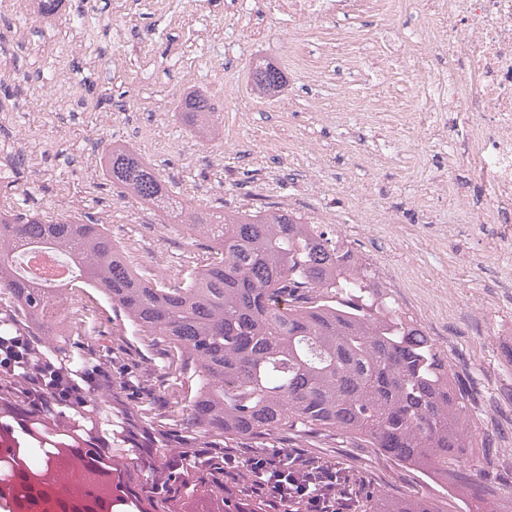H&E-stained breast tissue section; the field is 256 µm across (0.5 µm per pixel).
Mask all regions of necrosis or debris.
I'll list each match as a JSON object with an SVG mask.
<instances>
[{"instance_id": "4bbe7bcc", "label": "necrosis or debris", "mask_w": 512, "mask_h": 512, "mask_svg": "<svg viewBox=\"0 0 512 512\" xmlns=\"http://www.w3.org/2000/svg\"><path fill=\"white\" fill-rule=\"evenodd\" d=\"M240 12L249 22L288 15L293 26L286 65L313 85L327 78L331 64L310 63L303 44L307 24L365 15L383 32L399 16L427 13L419 33L397 40L398 55L419 73L405 124L428 133L447 151L449 166L466 167L479 185L481 210L465 199L459 204L471 217L463 228L480 234L492 224L500 240L512 239V223L504 219L512 211V0H241ZM459 114L476 132L463 145L448 132ZM463 228L449 225V238Z\"/></svg>"}]
</instances>
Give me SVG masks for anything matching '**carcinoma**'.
Segmentation results:
<instances>
[{"label":"carcinoma","instance_id":"cac0c4a2","mask_svg":"<svg viewBox=\"0 0 512 512\" xmlns=\"http://www.w3.org/2000/svg\"><path fill=\"white\" fill-rule=\"evenodd\" d=\"M254 90L275 95L284 73L268 63L252 72ZM183 120L203 135L213 118L205 99L179 102ZM106 181L152 204L169 224H183L212 243V260L180 285L143 280L106 227L80 218L0 208V292L24 318L53 336L54 286L25 270L22 255L51 249L71 268L67 294L92 288L119 320L120 331L166 343L194 364L190 395L173 402L196 448L218 452L200 470L224 493V439L267 447L281 433L332 429L376 448L401 465L456 482L476 476L480 461L460 423L474 407L465 379L424 328L398 314L372 277L354 268L352 251L307 230L281 209L243 213L186 210L157 172L134 152L114 146ZM136 427L163 446L169 433L145 418ZM27 469H49V456L27 448ZM295 484H336L349 512H439L426 498L364 493L354 473L324 458L289 466Z\"/></svg>","mask_w":512,"mask_h":512}]
</instances>
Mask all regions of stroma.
<instances>
[{
    "mask_svg": "<svg viewBox=\"0 0 512 512\" xmlns=\"http://www.w3.org/2000/svg\"><path fill=\"white\" fill-rule=\"evenodd\" d=\"M69 15L83 14L86 29L62 26L60 17L29 14L21 20L0 12V47L13 45L16 68L25 77L14 95L0 99V207L77 215L104 224L144 280L178 285L211 254L210 242L163 218L152 206L116 196L102 172L103 155L122 145L151 165L193 208L256 210L284 208L311 221L331 213L337 235L370 263L404 317L418 321L448 358L451 371L467 372L479 392L467 433L492 439L499 456L488 462V478L477 491L512 483V407L499 403L512 387V366L503 349L512 345V276L491 256L499 243L463 236L448 242L459 199L479 195L465 170L449 169L436 148L406 128L400 109L416 89L409 62L388 57L384 44L368 59L387 71L390 105L355 121L328 116L338 94L366 92L362 73L335 63L333 80L321 87L287 74L280 96L285 110L268 112L246 99L237 86L224 89L214 123L199 136L182 120L180 98L209 96L220 59L208 50L237 21L238 0H204L201 17L133 0H64ZM287 17L265 23V34L247 41L235 63L239 84H250L256 63L278 64L288 51ZM202 54L196 79L177 66L185 55ZM65 68L83 94L81 104L51 117L44 103L29 97L36 76ZM104 94L111 106L96 108ZM157 128L166 141L147 149L145 132ZM81 325L43 337L48 354L111 357L112 378L123 382L118 398H94L103 417L140 412L166 423L175 438L186 435L171 411L173 399L190 391L184 360L148 336L123 335L108 305L84 289ZM300 452L336 461L360 474L374 493L426 497L443 512H466L472 498L450 492L439 477L402 467L373 448H357L336 431L297 438Z\"/></svg>",
    "mask_w": 512,
    "mask_h": 512,
    "instance_id": "1",
    "label": "stroma"
}]
</instances>
